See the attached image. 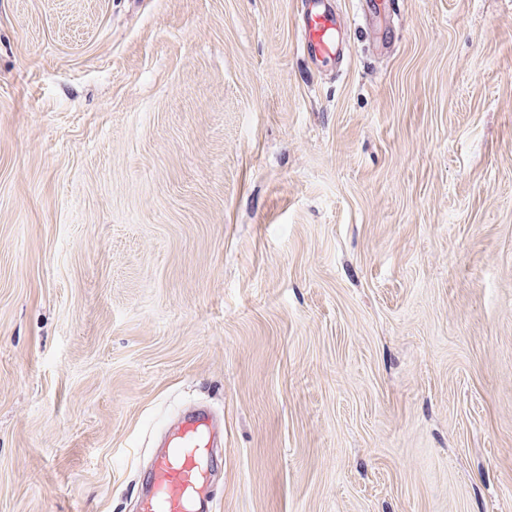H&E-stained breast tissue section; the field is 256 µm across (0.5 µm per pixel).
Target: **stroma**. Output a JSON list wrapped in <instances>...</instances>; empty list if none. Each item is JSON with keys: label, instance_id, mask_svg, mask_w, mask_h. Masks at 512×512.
Segmentation results:
<instances>
[{"label": "stroma", "instance_id": "obj_1", "mask_svg": "<svg viewBox=\"0 0 512 512\" xmlns=\"http://www.w3.org/2000/svg\"><path fill=\"white\" fill-rule=\"evenodd\" d=\"M0 0V512H512V0ZM304 44L316 61H331L336 55V15L323 0H303ZM215 426L207 410L184 412L165 449L154 459L138 512H209L203 497L208 477L205 448Z\"/></svg>", "mask_w": 512, "mask_h": 512}]
</instances>
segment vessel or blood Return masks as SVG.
I'll return each instance as SVG.
<instances>
[{"label": "vessel or blood", "instance_id": "b4317fda", "mask_svg": "<svg viewBox=\"0 0 512 512\" xmlns=\"http://www.w3.org/2000/svg\"><path fill=\"white\" fill-rule=\"evenodd\" d=\"M304 44L320 62L336 54L335 14L323 0H303ZM215 426L208 411L184 412L165 449L154 459L140 496L139 512H210L203 497L208 477L205 450Z\"/></svg>", "mask_w": 512, "mask_h": 512}]
</instances>
